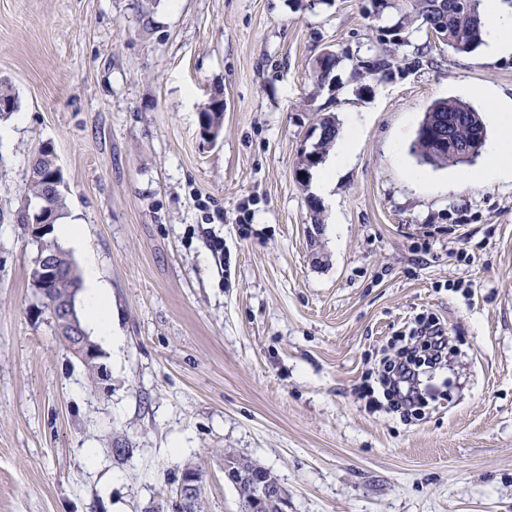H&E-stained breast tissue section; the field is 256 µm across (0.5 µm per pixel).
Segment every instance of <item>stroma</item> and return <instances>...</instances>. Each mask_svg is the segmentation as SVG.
<instances>
[{
	"label": "stroma",
	"mask_w": 512,
	"mask_h": 512,
	"mask_svg": "<svg viewBox=\"0 0 512 512\" xmlns=\"http://www.w3.org/2000/svg\"><path fill=\"white\" fill-rule=\"evenodd\" d=\"M388 24L371 0H0V512H143L189 466L203 512H240L227 450L277 476L286 512H512V181L411 151L448 97L495 140L512 56L416 31L403 71L352 79ZM323 114L360 134L315 216L297 168ZM45 144L118 311L104 391L31 286L17 216ZM429 316L460 349L452 387L409 420L370 409L381 358ZM334 58L336 59V64L334 66L330 65L327 68L312 67V79L315 89H322L326 83L329 82L330 75L334 71L335 66L340 62L338 56L336 57V52L332 49H326L318 56V61L321 67L328 66ZM201 115V128L203 132H210L214 129L215 132L210 135V139H216L223 128L224 119V102L218 96H214L208 105L200 113Z\"/></svg>",
	"instance_id": "1"
}]
</instances>
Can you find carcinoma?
I'll use <instances>...</instances> for the list:
<instances>
[{"label": "carcinoma", "mask_w": 512, "mask_h": 512, "mask_svg": "<svg viewBox=\"0 0 512 512\" xmlns=\"http://www.w3.org/2000/svg\"><path fill=\"white\" fill-rule=\"evenodd\" d=\"M483 0H372L374 15L381 18L385 15L393 17L396 22L385 27L390 39L386 43L391 48L384 50L376 56L369 65V75L381 81L393 76L398 69L396 51L402 43L393 41V37L402 33L412 23L419 22V27L429 25L432 6L438 4L448 12V46L455 52H470L483 43V22L481 6ZM429 112H438L453 125L455 137L467 144L470 159L467 163L473 164L481 155L482 147L487 138V129L480 113L470 104L457 99L438 100L428 108ZM224 102L215 96L201 112V128L204 132L220 131L223 128ZM433 136L435 133L426 131L421 125L418 136L413 144V152L419 161L438 168L456 166L460 161L449 155L448 152L435 146ZM52 176L43 156L36 154L33 158L29 180L26 184L28 203L19 215L20 223H33L32 205L46 192L49 178ZM57 267L64 270V274L54 280L45 308L54 310L55 306L72 295L74 283L79 276L69 277V270L73 263L63 250H58L55 257ZM256 481H242L234 484L237 491L241 512H248L252 502L259 495V481L278 484V479L266 468L254 466Z\"/></svg>", "instance_id": "carcinoma-1"}]
</instances>
